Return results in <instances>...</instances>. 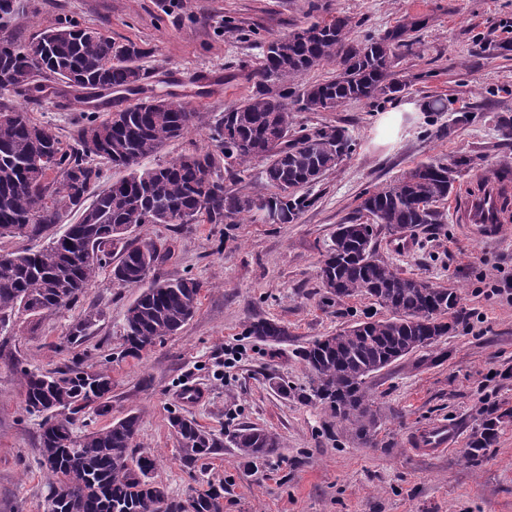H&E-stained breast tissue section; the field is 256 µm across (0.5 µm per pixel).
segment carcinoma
<instances>
[{
  "mask_svg": "<svg viewBox=\"0 0 512 512\" xmlns=\"http://www.w3.org/2000/svg\"><path fill=\"white\" fill-rule=\"evenodd\" d=\"M13 4L0 0V95L9 92L39 102L51 88L63 94L82 88L141 98L102 119L88 117L70 146L27 110L0 105V239L14 227L34 236L58 223L63 213H78L77 221L46 246L11 252L6 263L0 260V330L19 313L41 315L78 301L116 247L112 276L129 285L143 283L167 253L129 239L134 227L223 224L252 212L255 202L275 208L283 224L296 220L312 205L303 189L349 157L353 140L339 127L295 130L290 99L304 111L333 112L350 100L375 104L397 96L405 85L394 77L392 62L407 46V32L420 27L415 22L352 44L350 19L336 16L267 41L256 91L224 109L212 136L214 148L145 167V159L194 128L198 113L190 102L175 93L144 94V73L136 65L143 49L132 41L116 43L101 29L68 20L28 41L16 40L6 34L19 13ZM333 62L334 76L295 94L298 78ZM269 82L276 92L269 90ZM257 158L266 161L262 191L239 195L224 188L222 171L236 167L244 172ZM97 160L126 174L101 189ZM470 166L466 156L449 163L434 159L366 193L360 211L372 223L338 225L321 261L318 276L326 293L339 299L364 294L392 313L316 339L300 352L310 376L300 397L321 404L363 440L371 437L379 414L367 393V379L411 352L434 346L461 319L457 291L404 276L378 257L373 225L402 230L438 223L433 204L448 199L456 176ZM199 291V283L188 278L154 280L143 288L124 314L125 353L139 357L180 330L196 312ZM246 333L278 343L288 336V327L260 320L249 323ZM20 383L26 411L43 416L45 512H224L222 485L192 489L175 500L151 480L155 459L134 452L138 416L75 434L72 417L57 409L95 404L106 412L102 400L112 392L108 371L92 372L74 362L50 375L23 369ZM497 423L485 420L465 449L472 465L480 463L494 441ZM171 426L181 461L190 469L226 444L246 465L277 456L283 448L278 434L259 427L229 430L220 439L183 416L172 417Z\"/></svg>",
  "mask_w": 512,
  "mask_h": 512,
  "instance_id": "cac0c4a2",
  "label": "carcinoma"
}]
</instances>
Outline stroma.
Masks as SVG:
<instances>
[{
  "label": "stroma",
  "mask_w": 512,
  "mask_h": 512,
  "mask_svg": "<svg viewBox=\"0 0 512 512\" xmlns=\"http://www.w3.org/2000/svg\"><path fill=\"white\" fill-rule=\"evenodd\" d=\"M10 33L20 40L59 21L109 31L116 42L143 48L145 84L174 92L198 113L183 139L147 159L153 167L210 147L224 108L255 91L263 44L337 15L349 17V38L385 35L411 20V51L393 64L406 84L394 100H351L333 112L293 111L294 127H342L355 141L349 159L322 175L309 192L313 206L289 224L263 223L256 213L237 224H145L132 235L169 250L154 279L191 278L201 285L194 317L141 358L124 355V311L137 287L103 268L80 299L56 312L17 315L0 332V512H44L39 464L40 416L25 409L19 368L52 372L72 360L108 368L112 391L105 413L75 416L77 432L105 428L135 414L137 453L155 456L153 481L172 498L209 484L224 487V512H512V296L493 289L512 276V220L496 237L473 239L457 224L448 202L435 205L441 223L399 233L377 229L378 255L403 275L456 289L464 320L431 349L404 356L367 381L379 409L370 442H363L318 404L300 399L308 374L299 357L308 343L335 334L386 309L359 295L337 300L317 276L338 224L358 216L366 192L415 166L465 155L466 184L512 168V0H21ZM201 71L221 73L212 86ZM72 144L89 107L73 96L37 105L7 94ZM440 99L444 112L425 111ZM412 241L396 250L399 239ZM93 319L88 336L71 344L73 324ZM258 319L286 325L287 337L266 344L246 333ZM242 359L224 365L225 348ZM189 383L207 391L190 406L179 398ZM181 415L216 435L252 425L280 435L277 457L247 466L235 449L221 448L195 468L179 456L171 426ZM499 418L496 438L479 466L464 456L479 424ZM435 420L459 424L448 452L421 457L412 434Z\"/></svg>",
  "instance_id": "1"
}]
</instances>
